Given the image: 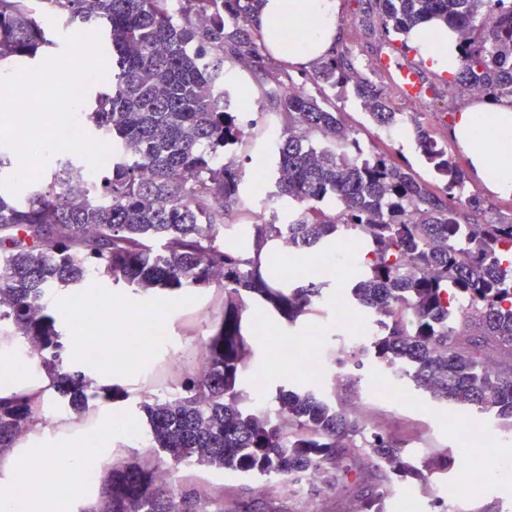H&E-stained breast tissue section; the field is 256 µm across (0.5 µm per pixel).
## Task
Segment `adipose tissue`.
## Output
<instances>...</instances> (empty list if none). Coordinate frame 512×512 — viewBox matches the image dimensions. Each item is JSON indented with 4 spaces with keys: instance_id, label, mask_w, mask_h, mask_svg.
I'll return each instance as SVG.
<instances>
[{
    "instance_id": "obj_1",
    "label": "adipose tissue",
    "mask_w": 512,
    "mask_h": 512,
    "mask_svg": "<svg viewBox=\"0 0 512 512\" xmlns=\"http://www.w3.org/2000/svg\"><path fill=\"white\" fill-rule=\"evenodd\" d=\"M340 0H265L259 13L260 32L270 37L272 32L295 26L296 36L279 42L274 52L288 62L305 68L315 65L334 45L338 35ZM409 43L434 69L452 73L457 69V39L447 28L431 25L416 28L407 35ZM453 136L463 147L479 181L501 196H512V100L487 105L473 101L459 110L453 126ZM134 307L113 318L109 336L103 341L101 355L86 360L80 342H73L72 356L85 361L92 377L111 380L145 370L150 349L125 362L115 357V351L127 340L133 327ZM0 378L6 386L1 393L25 395L36 406H44L51 391L52 378L38 363L20 358L13 348H0ZM113 412L101 407L97 414L98 439L91 448L63 444L51 438L41 420H33L20 445L23 455L12 460L16 475H28L32 486L24 497L14 489L0 491V512H57L58 502L47 499L44 488L68 482L81 476L94 462L97 454L109 448L114 431Z\"/></svg>"
}]
</instances>
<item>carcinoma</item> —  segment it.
I'll list each match as a JSON object with an SVG mask.
<instances>
[{
    "label": "carcinoma",
    "mask_w": 512,
    "mask_h": 512,
    "mask_svg": "<svg viewBox=\"0 0 512 512\" xmlns=\"http://www.w3.org/2000/svg\"><path fill=\"white\" fill-rule=\"evenodd\" d=\"M262 0H0V70L32 67L57 49L58 30L76 23L112 51L110 92L84 113L86 131L112 140V175L101 199L78 197L65 176L84 165L58 156L20 198L0 193V342L34 348L55 372V393L81 412L86 375L68 370L64 342L49 315L62 286L107 278L138 291L224 290V320L204 342L207 371L181 391L144 403L152 447L169 460L241 471L267 481H299L310 470L334 490L356 474L357 420L315 391L281 390L273 418L240 388L250 352L242 312L255 299L294 324L338 280L290 287L276 279L269 252L283 240L296 254L361 242L356 283L341 303L376 317L351 357L405 370L407 384L434 400L471 405L512 429V221L478 220L484 205L453 150L413 115L394 111L371 80L353 91L379 126L412 124L416 148L446 179L436 193L409 163L371 153L309 91L292 94L288 70L272 61L258 29ZM51 14L56 26L44 23ZM361 22L386 38L442 22L458 35L455 85L483 101L512 99V0H369ZM254 74L282 124L270 198L288 204L251 225L238 241L226 223L243 206L242 171L226 159L242 141L239 113L224 89V62ZM349 57L332 49L312 82L336 88L352 79ZM470 301L461 313L457 303ZM35 408L23 395L0 399V457L14 450ZM388 483L418 482L448 467L420 461L389 436L363 439ZM139 459L112 466L102 499L88 512H224V501L176 493Z\"/></svg>",
    "instance_id": "obj_1"
}]
</instances>
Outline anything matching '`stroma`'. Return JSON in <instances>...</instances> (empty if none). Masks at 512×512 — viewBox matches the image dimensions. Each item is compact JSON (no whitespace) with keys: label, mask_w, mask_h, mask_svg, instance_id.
Returning a JSON list of instances; mask_svg holds the SVG:
<instances>
[{"label":"stroma","mask_w":512,"mask_h":512,"mask_svg":"<svg viewBox=\"0 0 512 512\" xmlns=\"http://www.w3.org/2000/svg\"><path fill=\"white\" fill-rule=\"evenodd\" d=\"M365 9L366 0H341L337 42L351 58L356 76L383 85L394 109L403 112L407 109V99L397 86V70L401 67L417 70L426 89V104L419 113V119L438 142H448L453 117L459 107L469 102V95L449 85L447 75L427 66L419 53L402 49L396 42L387 43L379 30L367 29L360 22ZM375 59L389 60L392 66L388 69L367 68V61ZM225 74L226 83L233 90V107L239 112L244 129V137L233 153L236 163L244 172L241 185L244 205L234 211L233 219L235 223L249 225L269 218L274 208L273 202L266 195L255 194L253 187L262 169L261 156L268 125L275 121L276 115L246 67L229 60L225 63ZM336 110L345 126L356 132L366 149L397 153L398 157L410 163L416 177L425 180L435 190H442L443 181L428 168L423 157L416 152L412 140L406 136L382 137L380 126L372 122L350 88L337 89ZM353 283V277L349 276L344 283L325 288L315 313L293 325L279 316L247 309L244 323L251 338L253 354L249 359V369L242 378L243 389L251 390L253 372L260 368L264 371L260 396L265 401H273L277 391L282 389L311 388L325 395L337 408L348 412L363 402L368 380H380L388 375L386 369L370 360L357 367L343 352L329 356L317 373L311 376L300 374L287 358L283 359L277 373L270 374L265 370L276 340H288L317 353L349 336L350 323L336 318V300ZM165 298L174 302L177 309L168 320L169 344L160 348L154 356L158 362L169 357L172 351L210 336L224 317V292L215 286L169 292ZM196 305L208 306L209 317L205 322L191 318L189 310ZM149 384L148 376H129L118 385L110 386L107 394L89 396V409L82 416L67 409L53 394L48 398L45 413L61 422L72 421L87 426L95 418L98 408L106 405L136 426L137 433L133 440L124 442L120 447L112 446L107 454L99 458L94 471L95 476L99 477L107 466L119 459L157 456V449L149 445L147 418L141 409ZM411 397L412 406L395 410L376 405L370 408L368 416L374 421L376 431L391 435L402 443L406 451L417 456L447 450L452 462L447 470L435 473L433 482L453 490L454 496L442 505L432 495L424 493L422 488H415L407 512H441L445 505L449 506L451 512H512V479L494 478L480 486L467 485L463 479L461 461H476L487 467L495 458L496 445L479 442L467 448L460 445L461 433L468 426L484 423V416L477 413L474 407L441 403L420 390L412 391ZM356 463L363 474L359 484L333 491L309 484L300 498L288 496L282 490L264 489L262 481L242 472L200 466L178 467L173 488L178 492L198 489L224 500L234 512H307L312 506L318 512H353L362 496L381 487L378 473L366 457H358Z\"/></svg>","instance_id":"35a3bbf8"}]
</instances>
